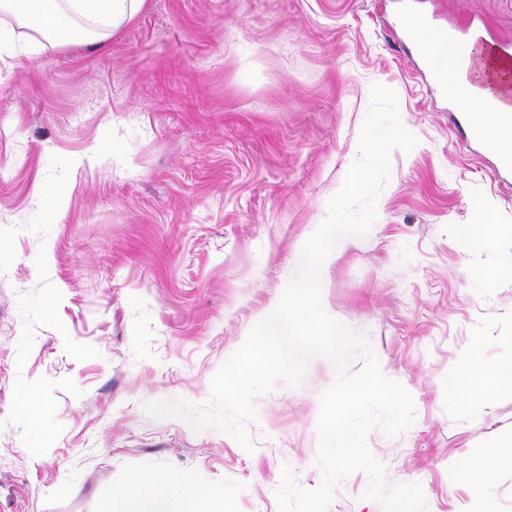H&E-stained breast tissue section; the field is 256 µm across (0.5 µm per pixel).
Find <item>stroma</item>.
<instances>
[{
    "instance_id": "stroma-1",
    "label": "stroma",
    "mask_w": 512,
    "mask_h": 512,
    "mask_svg": "<svg viewBox=\"0 0 512 512\" xmlns=\"http://www.w3.org/2000/svg\"><path fill=\"white\" fill-rule=\"evenodd\" d=\"M418 6L512 42V0ZM395 23L392 0H150L97 51L0 58V512H111L137 474L189 477L231 512H278L286 465L318 487L336 379L321 364L254 398L250 453L144 405L209 402L327 218L376 83L418 144L391 152L377 218L327 265L322 304L413 398L407 430L367 439L386 485L420 483L427 512H512V393L448 396L473 348L512 356V243L467 242L485 220L512 227V184ZM475 458L490 477L472 494L454 475ZM367 485L343 478L330 512H382Z\"/></svg>"
}]
</instances>
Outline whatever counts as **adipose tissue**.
Listing matches in <instances>:
<instances>
[{
    "mask_svg": "<svg viewBox=\"0 0 512 512\" xmlns=\"http://www.w3.org/2000/svg\"><path fill=\"white\" fill-rule=\"evenodd\" d=\"M146 4L147 0H0V54L17 56L39 50L46 43L79 48L104 44L142 13ZM408 22L429 51L435 69L451 73L461 63H469L474 77L485 83L488 92L499 95L495 113L485 111L483 101L472 95L461 107L481 115L489 137L512 143V126L504 127L498 117L499 111L512 112V75L497 70L495 61L475 41L444 37L413 16ZM25 28L33 31V38L22 37ZM508 383L512 384V358L489 367L473 352L448 393L460 401H491ZM115 498L117 512H227L223 496L187 479L172 482L139 476L117 491Z\"/></svg>",
    "mask_w": 512,
    "mask_h": 512,
    "instance_id": "adipose-tissue-1",
    "label": "adipose tissue"
}]
</instances>
